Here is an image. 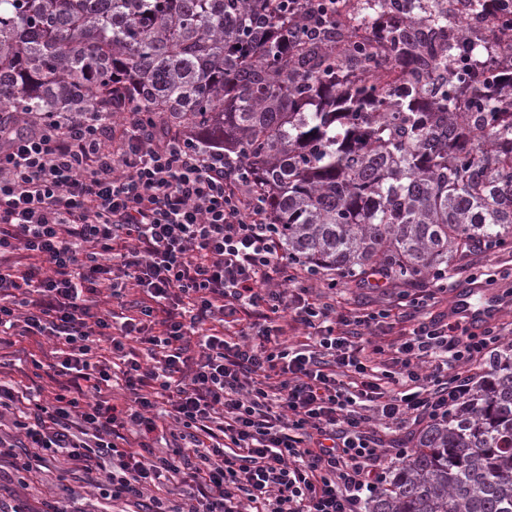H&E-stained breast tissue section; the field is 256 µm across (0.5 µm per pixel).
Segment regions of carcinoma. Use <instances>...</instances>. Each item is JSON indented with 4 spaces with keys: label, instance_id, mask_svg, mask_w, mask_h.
Segmentation results:
<instances>
[{
    "label": "carcinoma",
    "instance_id": "cac0c4a2",
    "mask_svg": "<svg viewBox=\"0 0 512 512\" xmlns=\"http://www.w3.org/2000/svg\"><path fill=\"white\" fill-rule=\"evenodd\" d=\"M0 0V114L135 108L224 144L261 183L288 258L404 286L512 247V66L448 37L452 0ZM512 38V14L468 0ZM467 85L465 99L458 88ZM364 512H512V343L425 427Z\"/></svg>",
    "mask_w": 512,
    "mask_h": 512
}]
</instances>
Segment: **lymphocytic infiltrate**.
I'll return each instance as SVG.
<instances>
[{"label":"lymphocytic infiltrate","instance_id":"f902f5d3","mask_svg":"<svg viewBox=\"0 0 512 512\" xmlns=\"http://www.w3.org/2000/svg\"><path fill=\"white\" fill-rule=\"evenodd\" d=\"M290 265L219 146L135 111L115 130L1 122L0 349L47 382L0 377V449L26 471L54 453L146 512L162 489L175 512H360L378 429L444 418L503 328L432 312L420 288L412 328L372 338L389 309L337 311L335 283Z\"/></svg>","mask_w":512,"mask_h":512}]
</instances>
